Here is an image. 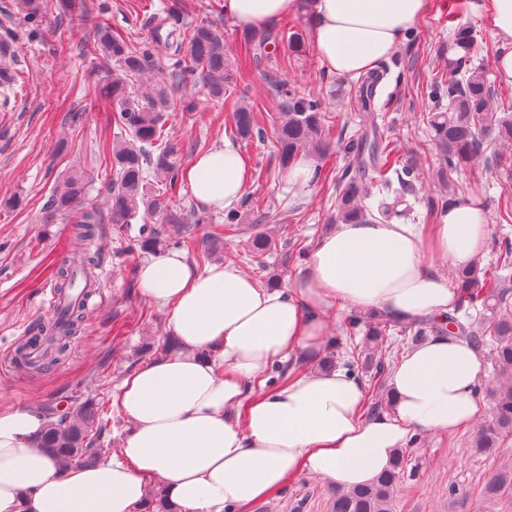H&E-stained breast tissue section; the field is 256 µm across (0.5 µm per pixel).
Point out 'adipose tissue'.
<instances>
[{"label":"adipose tissue","instance_id":"1","mask_svg":"<svg viewBox=\"0 0 512 512\" xmlns=\"http://www.w3.org/2000/svg\"><path fill=\"white\" fill-rule=\"evenodd\" d=\"M431 0H311L312 46L328 70L355 77L393 54ZM296 0H224L245 29L291 16ZM510 46L496 62L512 81V0H486ZM249 163L231 144L197 155L184 170L195 201L236 206ZM481 206L448 205L435 224H340L323 236L292 288L260 287L234 265L197 268L159 251L138 270L146 301L167 308L172 353L135 368L113 403L126 422L111 458L67 469L38 435L32 407L0 410V512H146L157 488L172 512H250L302 473L350 489L388 469L410 432L454 433L485 412L483 362L466 341L434 336L393 367L391 412L363 417L362 383L343 369L309 371L257 394L269 366L313 352L340 303L396 316L447 314L457 300L436 261L471 265L485 250Z\"/></svg>","mask_w":512,"mask_h":512}]
</instances>
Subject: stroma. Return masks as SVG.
Segmentation results:
<instances>
[{"label":"stroma","mask_w":512,"mask_h":512,"mask_svg":"<svg viewBox=\"0 0 512 512\" xmlns=\"http://www.w3.org/2000/svg\"><path fill=\"white\" fill-rule=\"evenodd\" d=\"M87 0L89 15L77 21L59 16L56 0L42 10L41 35L36 41L19 38L20 87L13 111L0 112V407H48L66 405L77 397L101 400L110 429L105 442L116 447L124 421L112 403L115 387L135 367L161 357L168 340L167 309L144 300L138 291L136 272L127 262L125 249L134 230L107 229L102 242V263L96 272V292L88 302L89 315L81 333L72 340L67 354L47 361L37 374L15 364H5L25 337L36 335L46 320L45 290L53 288L62 256L75 249L67 223L56 219L44 223V208L53 186L64 174L82 171L88 183L86 207L102 206L112 176L110 165L98 153V140L106 128L105 113L98 98L105 73L81 47L92 40L98 22L112 24L123 35L138 39L147 35L150 19L162 0ZM188 21L213 20L224 28L231 62L237 63L238 97L254 112L276 114L281 97L277 82L297 93L322 98L334 123L353 131L360 114L355 78L323 79L327 67L313 49L308 14L297 9L279 22L283 36L301 33L297 45H280L270 60L253 65L243 31L225 15L223 0H184ZM469 28L481 45L471 56L472 65L483 66L496 93L512 99V82L501 78L494 60L505 44L493 28L479 0H431L429 11L413 27L395 53L378 63L385 78L375 98L377 122L384 129L398 159L416 161L424 172L417 187L422 202L417 213L437 201L442 187L436 171L440 157L423 122L431 105L424 87L433 70L460 56L450 37L451 26ZM82 111L81 124L70 125L69 109ZM232 105L201 100L193 112H172L166 131L184 145V162L228 139ZM239 150L250 162L248 187L236 209L242 218L238 229L225 232L219 249L202 255L186 253L197 267L230 262L257 284L276 281L288 288L307 266L298 260L299 248L314 251L332 225L328 218L336 209V184L294 183L279 166L273 136L264 142H242ZM501 178L495 166L466 168L455 175L456 189L450 199L481 201L492 221L486 249L480 259L488 264L494 251L512 243V223L499 222L505 204L494 184ZM491 192H484V185ZM270 213L268 222L278 247L272 254L249 252L248 223L255 211ZM474 426L453 434L417 432L405 450L407 469L395 492L394 512H512V494L485 500L481 493L487 475L512 467V437L490 455L475 453ZM332 488L319 477L302 473L251 512H331Z\"/></svg>","instance_id":"obj_1"}]
</instances>
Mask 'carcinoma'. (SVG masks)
Masks as SVG:
<instances>
[{"instance_id": "obj_1", "label": "carcinoma", "mask_w": 512, "mask_h": 512, "mask_svg": "<svg viewBox=\"0 0 512 512\" xmlns=\"http://www.w3.org/2000/svg\"><path fill=\"white\" fill-rule=\"evenodd\" d=\"M23 18L30 40L38 38L37 22L41 19L39 0H22ZM182 0H163L151 35L138 41L124 38L112 25L95 27L93 43L82 47L92 53L106 73L101 99L108 121L118 132L104 141L112 159V178L107 187L104 209L81 207L87 182L78 172H71L54 186L46 205V223L58 214L73 217L71 233L81 248L63 261L57 271V289L66 293L76 277L88 275L100 265V252L88 243L100 234L102 224L124 228L139 214L157 216L160 225L144 223L133 239L130 253L137 256L161 251L170 245L189 247L185 239L186 224H214L217 216L207 209L192 210L191 217L170 205L171 195L181 184L179 160L183 146L165 134L168 114L174 105L166 83L158 78L161 65L156 46L165 41L170 46L169 60L178 87L200 88L209 100L227 99L236 85L230 67L224 32L216 22H184ZM256 61L269 58L268 48L279 43L281 34L270 28L246 34ZM16 46L0 39V87L19 78L15 68ZM283 104L273 131L279 162L286 169L301 153L324 154L329 150L325 128L327 109L314 96L297 94L286 84H278ZM432 109L425 121L431 141L441 160L440 177L461 167H471L488 160L487 151L497 143H512V105L506 106L493 96L485 71L468 67L461 59L440 72L426 88ZM264 129L255 112L243 104L235 107L230 138L233 141L263 140ZM336 143L341 145L347 164L336 179L338 207L336 222L369 224L383 221L389 209L378 205L372 209L365 200L372 190L382 197L415 191L419 171L392 157V150L377 140L363 137L348 139L340 131ZM273 238L257 232L249 241L250 252L264 255L272 250ZM512 268V245L507 243L494 260L481 269L466 268L456 273L454 284L459 294L452 311L435 317L401 318L386 315L366 328V342L373 349L385 343L406 339L422 343L430 336L448 335L465 340L476 348L490 350L498 376L490 391L491 421L477 430L475 450L486 453L501 440L512 436V302L508 298L504 271ZM93 293L89 287L82 297L68 305L60 316L50 318L39 327L40 334L51 342L50 357L59 359L68 349L70 338L85 320L86 302ZM341 339L329 340L319 359L322 368L336 365ZM46 423L41 444L63 466L90 465L106 458L109 449L103 437L107 428L104 409L93 397L74 402L65 410H42ZM404 452L396 453L385 472L371 483L349 490H338L332 497L331 512H392L397 483L404 473ZM512 491V468L492 472L483 485V494L493 499Z\"/></svg>"}]
</instances>
